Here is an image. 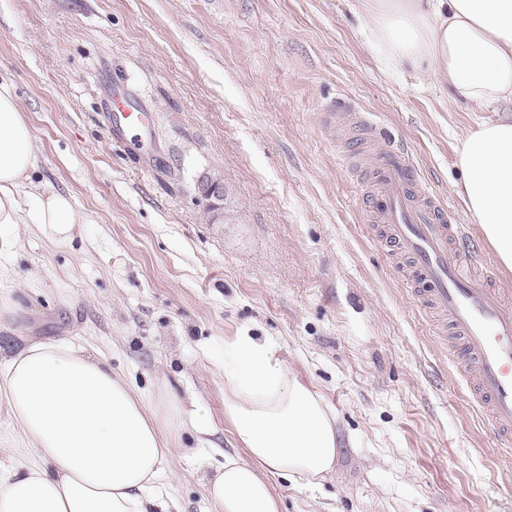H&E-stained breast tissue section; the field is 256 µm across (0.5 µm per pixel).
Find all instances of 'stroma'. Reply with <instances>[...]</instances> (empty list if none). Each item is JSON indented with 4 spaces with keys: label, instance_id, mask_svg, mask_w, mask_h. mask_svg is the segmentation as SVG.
Returning <instances> with one entry per match:
<instances>
[{
    "label": "stroma",
    "instance_id": "stroma-1",
    "mask_svg": "<svg viewBox=\"0 0 512 512\" xmlns=\"http://www.w3.org/2000/svg\"><path fill=\"white\" fill-rule=\"evenodd\" d=\"M354 0H0V80L35 137L33 180L87 223L69 246L28 234L0 259V363L27 341L84 344L146 393L206 406L208 447L179 439L162 483L215 512L239 453L224 343L247 331L336 417V470L275 477L281 512H512V458L470 401L430 314L371 223V160L397 145L458 223L457 147L485 121L362 47ZM378 113L357 141L341 113ZM144 127L109 135L118 108ZM224 181L210 210L200 175Z\"/></svg>",
    "mask_w": 512,
    "mask_h": 512
}]
</instances>
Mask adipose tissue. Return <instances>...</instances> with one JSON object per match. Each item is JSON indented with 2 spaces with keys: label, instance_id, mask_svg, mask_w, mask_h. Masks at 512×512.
Instances as JSON below:
<instances>
[{
  "label": "adipose tissue",
  "instance_id": "1",
  "mask_svg": "<svg viewBox=\"0 0 512 512\" xmlns=\"http://www.w3.org/2000/svg\"><path fill=\"white\" fill-rule=\"evenodd\" d=\"M366 50L388 73L410 69L497 118L462 139L459 194L501 265L512 270V0H357ZM34 135L0 84V255L35 231L69 244L83 218L72 196L36 185ZM0 404L18 426L17 465L0 472V512H172L157 488L184 424L169 397L145 398L83 346L30 342L0 367ZM224 416L248 458L225 457L206 492L217 512H279L268 476L308 488L336 469L340 441L320 395L268 343L224 345Z\"/></svg>",
  "mask_w": 512,
  "mask_h": 512
}]
</instances>
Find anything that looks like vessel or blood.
<instances>
[{"instance_id": "obj_1", "label": "vessel or blood", "mask_w": 512, "mask_h": 512, "mask_svg": "<svg viewBox=\"0 0 512 512\" xmlns=\"http://www.w3.org/2000/svg\"><path fill=\"white\" fill-rule=\"evenodd\" d=\"M414 181L404 150L385 153L367 196L369 213L407 257L416 299L445 320L486 420L511 440L512 294L499 288L493 268L464 270L463 261L474 258L467 226L455 223L452 212L427 189H416Z\"/></svg>"}]
</instances>
